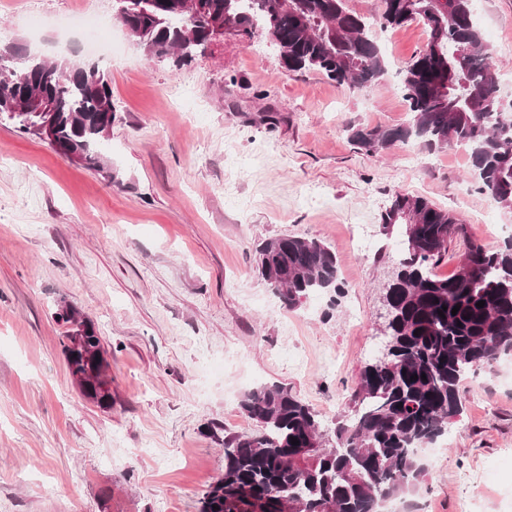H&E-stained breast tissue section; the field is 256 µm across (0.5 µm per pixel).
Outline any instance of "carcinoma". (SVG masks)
I'll return each instance as SVG.
<instances>
[{"instance_id":"obj_1","label":"carcinoma","mask_w":512,"mask_h":512,"mask_svg":"<svg viewBox=\"0 0 512 512\" xmlns=\"http://www.w3.org/2000/svg\"><path fill=\"white\" fill-rule=\"evenodd\" d=\"M119 5L130 39L155 57L191 58L213 18L243 31L260 24L289 70H317L358 90L385 71L370 26L422 23L425 49L399 85L407 123L352 128L350 140L374 155L412 140L430 149L461 147L477 190L512 209V113L501 108L470 0H379L370 21L347 0H196L191 23L182 17L184 0ZM12 68L0 71V117L33 137L35 127L51 122L55 152L112 177L101 149L114 112L104 72L38 56ZM380 224L385 235L403 227L402 258L383 292L391 308L384 336L392 348L360 370L350 398L354 417L336 422V445L329 448L318 414L291 388L272 384L247 393L240 408L259 430L224 433V476L203 491L199 512H290V496L302 501L300 512H384L387 500L418 491L427 464L415 448L436 442L461 415V382L512 352V239L490 250L457 215L401 193ZM456 239L465 249L452 274L440 276L435 267ZM256 270L290 308L342 288L336 254L317 240H265ZM57 319L68 326L63 352L70 379L87 381L85 400L112 407L111 385L99 380L102 336L71 304L58 309ZM294 438L299 444H291Z\"/></svg>"}]
</instances>
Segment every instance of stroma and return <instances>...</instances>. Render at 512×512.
Segmentation results:
<instances>
[{"mask_svg":"<svg viewBox=\"0 0 512 512\" xmlns=\"http://www.w3.org/2000/svg\"><path fill=\"white\" fill-rule=\"evenodd\" d=\"M116 9L0 0V28L10 44L84 62L90 38L68 22ZM472 9L511 100L512 0ZM375 37L386 70L359 91L288 70L259 28L177 67L114 23L108 178L0 121V512H198L224 473L208 428L254 432L248 392L291 387L328 429L351 415L359 371L386 342L381 300L401 233L383 234L379 217L395 194L460 215L488 248L512 235V209L472 186L463 149L417 142L410 161L401 146L380 157L350 143V127L407 121L399 79L426 40L418 22ZM357 217L379 243L366 258L347 244ZM283 235L330 246L342 290L285 307L254 271L256 245ZM64 302L103 338L111 408L68 376ZM460 395L422 512L462 500L512 512V382L482 369Z\"/></svg>","mask_w":512,"mask_h":512,"instance_id":"1","label":"stroma"}]
</instances>
